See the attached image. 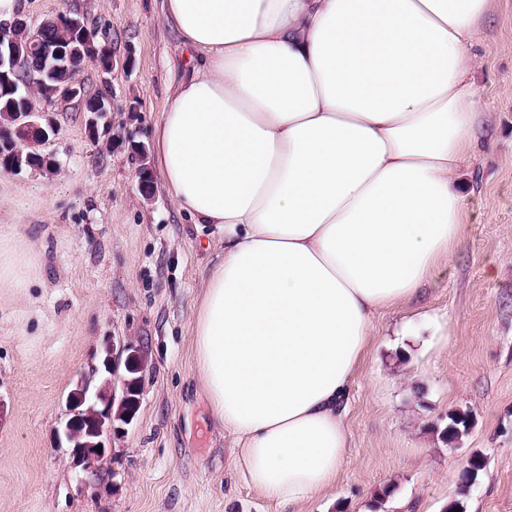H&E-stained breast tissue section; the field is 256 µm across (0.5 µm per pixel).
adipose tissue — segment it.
<instances>
[{"label": "adipose tissue", "mask_w": 512, "mask_h": 512, "mask_svg": "<svg viewBox=\"0 0 512 512\" xmlns=\"http://www.w3.org/2000/svg\"><path fill=\"white\" fill-rule=\"evenodd\" d=\"M492 0H161L196 62L163 103L157 168L224 234L193 338L234 467L312 500L347 448L341 402L378 309L452 261Z\"/></svg>", "instance_id": "ef3b65f1"}]
</instances>
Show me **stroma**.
<instances>
[{
  "label": "stroma",
  "instance_id": "stroma-1",
  "mask_svg": "<svg viewBox=\"0 0 512 512\" xmlns=\"http://www.w3.org/2000/svg\"><path fill=\"white\" fill-rule=\"evenodd\" d=\"M39 24L66 8L107 28L112 112L86 129L78 100L53 105L42 147L52 171L0 173V248L36 254L23 287L0 294V512H512V0H493L471 49L483 111L460 187L461 243L419 296L378 312L348 393L349 448L335 485L286 508L240 478L233 439L196 376L193 323L215 226L179 212L154 170L155 126L185 64L157 0H0ZM146 357L132 424L112 436L93 485L54 433L82 373L107 345ZM469 412L455 441L448 416ZM484 467L467 489L469 456Z\"/></svg>",
  "mask_w": 512,
  "mask_h": 512
}]
</instances>
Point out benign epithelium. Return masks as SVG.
<instances>
[{
	"label": "benign epithelium",
	"instance_id": "7a95c632",
	"mask_svg": "<svg viewBox=\"0 0 512 512\" xmlns=\"http://www.w3.org/2000/svg\"><path fill=\"white\" fill-rule=\"evenodd\" d=\"M54 25L69 32L66 41L48 40L45 29ZM87 25L75 13L65 10L38 25L29 24L20 11L8 19L0 18V81L12 88L22 86L33 95L21 112L15 113V123L25 130L23 138H0V158L12 163V170H22V156L39 152L47 131L41 123L48 106L75 98L83 100V111L102 116L112 111V96L90 99L84 95L80 73L85 63L94 62L104 74L112 73L114 58L109 35L85 34ZM145 359L132 348L124 364L114 357V349L105 348L101 365L93 372L103 376L102 388L91 390V380L82 374L67 399V416L62 429L56 431L71 448L74 465L81 467V482L92 484L98 476L96 464L103 460L119 425H129L135 413L127 406L140 399ZM95 413L85 430L76 431L82 408ZM102 450H97V447Z\"/></svg>",
	"mask_w": 512,
	"mask_h": 512
}]
</instances>
